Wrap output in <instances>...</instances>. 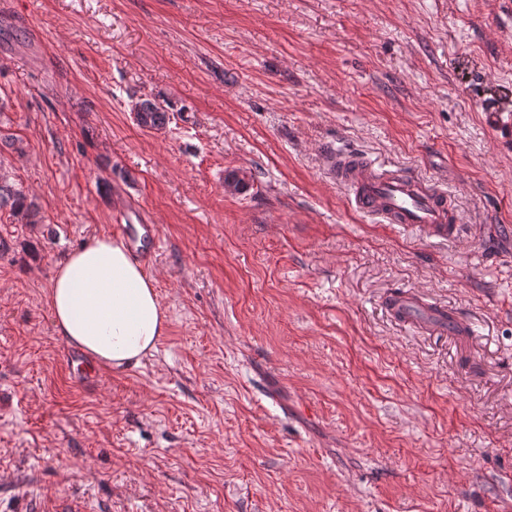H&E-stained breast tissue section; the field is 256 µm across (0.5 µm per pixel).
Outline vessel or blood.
<instances>
[{"label":"vessel or blood","instance_id":"1","mask_svg":"<svg viewBox=\"0 0 512 512\" xmlns=\"http://www.w3.org/2000/svg\"><path fill=\"white\" fill-rule=\"evenodd\" d=\"M331 163L337 182L346 187L359 211L391 224L418 228L431 236L457 238V216L439 188L410 174L376 169L355 152H338L332 155ZM390 306L393 314L406 323L417 324L427 318L441 332L459 325L458 320L449 319L447 309L430 306L410 293L393 294ZM64 357L75 381L83 385L94 382V371L77 352L66 350Z\"/></svg>","mask_w":512,"mask_h":512}]
</instances>
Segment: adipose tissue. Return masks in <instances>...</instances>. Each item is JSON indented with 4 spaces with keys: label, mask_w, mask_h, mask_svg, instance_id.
I'll return each mask as SVG.
<instances>
[{
    "label": "adipose tissue",
    "mask_w": 512,
    "mask_h": 512,
    "mask_svg": "<svg viewBox=\"0 0 512 512\" xmlns=\"http://www.w3.org/2000/svg\"><path fill=\"white\" fill-rule=\"evenodd\" d=\"M47 303L58 336L91 362L114 369L139 366L168 324L154 279L123 240L109 236L57 264Z\"/></svg>",
    "instance_id": "obj_1"
}]
</instances>
